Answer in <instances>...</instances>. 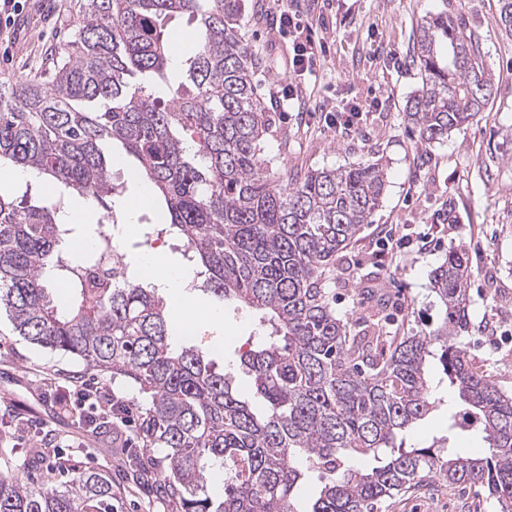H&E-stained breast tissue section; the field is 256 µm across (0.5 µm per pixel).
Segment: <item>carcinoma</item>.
I'll list each match as a JSON object with an SVG mask.
<instances>
[{
    "label": "carcinoma",
    "mask_w": 512,
    "mask_h": 512,
    "mask_svg": "<svg viewBox=\"0 0 512 512\" xmlns=\"http://www.w3.org/2000/svg\"><path fill=\"white\" fill-rule=\"evenodd\" d=\"M242 2L75 0L78 22L51 79L0 84V167L34 171L42 184L96 202L97 224H113L108 199L118 186L102 144H120L162 200L163 218L147 236L174 235L199 265L204 291L263 312L271 325L273 340L239 358L264 412L239 398L233 375L174 343L156 289L125 279L94 294L83 287L81 270L97 255L64 251L71 225L51 197L0 193V311L28 342L137 390L138 435L164 452L160 491L176 512H380L433 477L478 487L498 512H512V394L464 343L466 249L432 272L444 313L429 331L390 332L378 313L352 321L336 312L337 260L378 208L384 169L357 163L279 183L264 153L271 116L257 94ZM184 14L201 44L172 85L163 23ZM466 29L446 10L417 24L421 85L405 121L425 143L475 120L492 97L479 40ZM435 359L458 396L437 452L404 442L440 404L430 396ZM468 421L491 456L454 447ZM356 454L377 465L348 468ZM216 469L221 498L207 490ZM310 471L324 484L300 511L295 494ZM112 499V480L96 470L39 485L0 473V512H114Z\"/></svg>",
    "instance_id": "carcinoma-1"
}]
</instances>
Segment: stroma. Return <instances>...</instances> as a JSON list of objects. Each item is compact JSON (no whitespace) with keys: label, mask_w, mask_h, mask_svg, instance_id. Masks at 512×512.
Wrapping results in <instances>:
<instances>
[{"label":"stroma","mask_w":512,"mask_h":512,"mask_svg":"<svg viewBox=\"0 0 512 512\" xmlns=\"http://www.w3.org/2000/svg\"><path fill=\"white\" fill-rule=\"evenodd\" d=\"M265 2L244 0L243 32L257 59L258 93L272 114L264 150L273 171L285 180L377 159L387 170L379 207L338 263L337 312L358 317L371 305L366 288L374 286L387 302V330L436 327L443 311L430 290V273L450 248L466 246L472 269L467 347L511 393L512 36L501 23L498 0H297L300 25L312 27L322 49L301 79L303 104L287 109L277 98L288 83L289 43ZM20 3L14 24L0 34V83L43 70L77 18L74 0ZM444 8L463 15L479 38L493 96L479 121L422 145L404 119L406 102L420 84L411 62L412 30L421 16ZM352 102L363 109L358 124L348 131L333 127L330 109ZM403 237L408 247L398 246ZM223 308V326L202 320L187 342L207 353L217 369L227 370L268 331L259 311ZM432 379V395L441 405L407 433V443L416 448L446 435L448 408L455 401L441 366H434ZM79 380L109 388L124 403L137 401L126 383L26 342L0 314V471L29 483L49 473L44 460L25 466L28 450L16 447L15 431L41 438L46 448L78 443L82 449L73 460L111 476L114 512H172L159 490L165 469L156 453L142 451L133 420L115 418L96 430L87 422L93 408L77 404L72 414H56L58 391ZM137 451L149 468L144 479L125 466L127 453ZM382 512H497V504L473 494L456 496L450 506L434 504L417 490L388 501Z\"/></svg>","instance_id":"1"}]
</instances>
